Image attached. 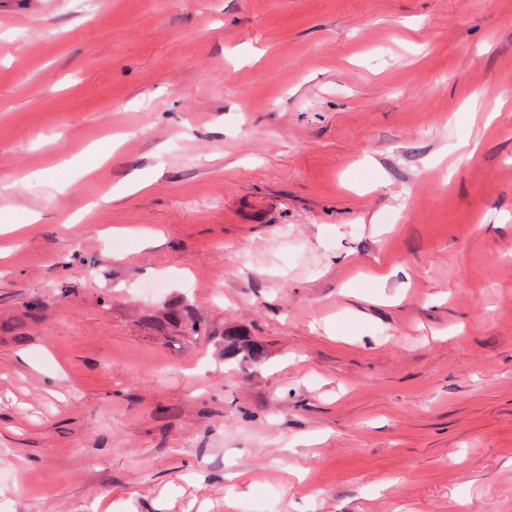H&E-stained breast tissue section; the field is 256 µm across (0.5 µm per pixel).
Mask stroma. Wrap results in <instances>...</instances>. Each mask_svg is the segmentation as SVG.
<instances>
[{
  "label": "stroma",
  "instance_id": "35a3bbf8",
  "mask_svg": "<svg viewBox=\"0 0 512 512\" xmlns=\"http://www.w3.org/2000/svg\"><path fill=\"white\" fill-rule=\"evenodd\" d=\"M1 224L0 512H512V0H0ZM265 350L247 331L239 326L224 329V362H248L260 365L265 360Z\"/></svg>",
  "mask_w": 512,
  "mask_h": 512
}]
</instances>
